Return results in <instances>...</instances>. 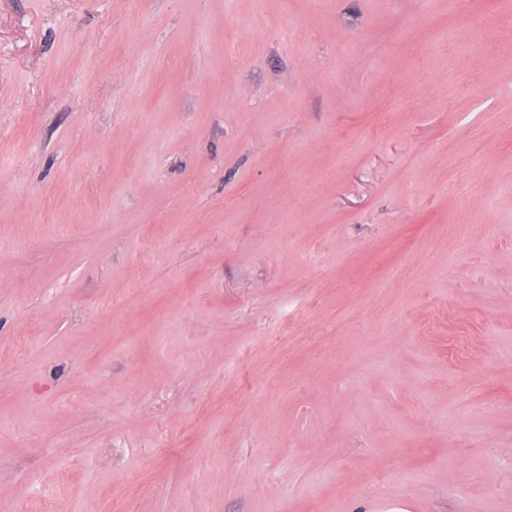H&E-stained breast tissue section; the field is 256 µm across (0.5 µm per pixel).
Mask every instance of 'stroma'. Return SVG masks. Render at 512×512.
<instances>
[{
	"mask_svg": "<svg viewBox=\"0 0 512 512\" xmlns=\"http://www.w3.org/2000/svg\"><path fill=\"white\" fill-rule=\"evenodd\" d=\"M0 512H512V0H0Z\"/></svg>",
	"mask_w": 512,
	"mask_h": 512,
	"instance_id": "35a3bbf8",
	"label": "stroma"
}]
</instances>
